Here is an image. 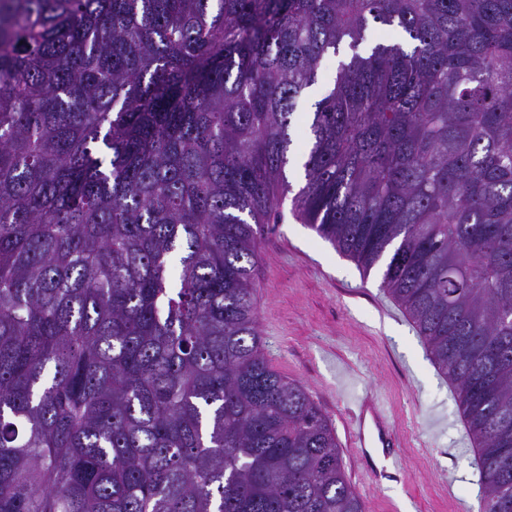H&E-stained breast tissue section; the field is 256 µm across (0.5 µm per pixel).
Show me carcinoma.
I'll use <instances>...</instances> for the list:
<instances>
[{
	"label": "carcinoma",
	"instance_id": "carcinoma-1",
	"mask_svg": "<svg viewBox=\"0 0 512 512\" xmlns=\"http://www.w3.org/2000/svg\"><path fill=\"white\" fill-rule=\"evenodd\" d=\"M290 193L381 266L512 512V0H0V512H365L258 330ZM350 54L348 49H342L339 56L332 54L327 55L320 68V83L318 86L309 90L303 98L298 101L295 118L291 128L292 137L294 140V152L291 154V163L288 167V180L292 183L293 189L298 190L299 186L303 184V171L298 164L294 161V156L301 155L305 150V144L309 135L310 117L314 109L312 104L319 100L326 87L333 83L336 74L338 60Z\"/></svg>",
	"mask_w": 512,
	"mask_h": 512
}]
</instances>
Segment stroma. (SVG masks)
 I'll use <instances>...</instances> for the list:
<instances>
[{
  "label": "stroma",
  "instance_id": "obj_1",
  "mask_svg": "<svg viewBox=\"0 0 512 512\" xmlns=\"http://www.w3.org/2000/svg\"><path fill=\"white\" fill-rule=\"evenodd\" d=\"M337 64V56L327 55L319 86L298 102L295 152L305 149L312 105L332 84ZM260 253L255 277L264 354L328 416L365 512H482L478 459L454 386L382 288L379 271L363 272L297 220L288 200ZM367 392L381 402L403 442L392 477L378 486L358 473L341 421Z\"/></svg>",
  "mask_w": 512,
  "mask_h": 512
}]
</instances>
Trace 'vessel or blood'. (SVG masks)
<instances>
[{
  "instance_id": "b4317fda",
  "label": "vessel or blood",
  "mask_w": 512,
  "mask_h": 512,
  "mask_svg": "<svg viewBox=\"0 0 512 512\" xmlns=\"http://www.w3.org/2000/svg\"><path fill=\"white\" fill-rule=\"evenodd\" d=\"M353 419L356 427L351 431L350 439L359 450V461L364 468L372 472L375 480H382L386 475V469L377 465L376 453L397 447L399 438L390 429L371 395H363L357 400Z\"/></svg>"
}]
</instances>
